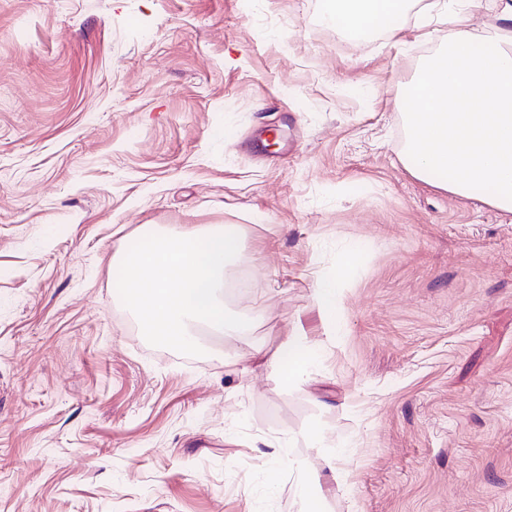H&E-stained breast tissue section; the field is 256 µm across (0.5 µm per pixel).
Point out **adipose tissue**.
<instances>
[{"mask_svg":"<svg viewBox=\"0 0 512 512\" xmlns=\"http://www.w3.org/2000/svg\"><path fill=\"white\" fill-rule=\"evenodd\" d=\"M496 17L487 36L470 27L473 10ZM406 0H330L328 17L345 29L398 36ZM445 44L423 61L404 88V158L410 172L459 195L489 188V204L512 213V0H458ZM357 248L345 250L333 274L318 277L312 302L323 321L339 326ZM320 344L295 328L282 342L283 379L298 384L320 359Z\"/></svg>","mask_w":512,"mask_h":512,"instance_id":"adipose-tissue-1","label":"adipose tissue"}]
</instances>
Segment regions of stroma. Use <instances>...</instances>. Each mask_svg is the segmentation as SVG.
Listing matches in <instances>:
<instances>
[{
	"mask_svg": "<svg viewBox=\"0 0 512 512\" xmlns=\"http://www.w3.org/2000/svg\"><path fill=\"white\" fill-rule=\"evenodd\" d=\"M327 2L0 0V512H304L309 468L323 512H512V213L403 158L453 24L341 35ZM208 224L244 232L252 332L150 345L114 258ZM349 245L334 329L312 290ZM320 344L296 327L281 343L278 362L283 379L288 385L298 384L311 367L321 358Z\"/></svg>",
	"mask_w": 512,
	"mask_h": 512,
	"instance_id": "35a3bbf8",
	"label": "stroma"
}]
</instances>
